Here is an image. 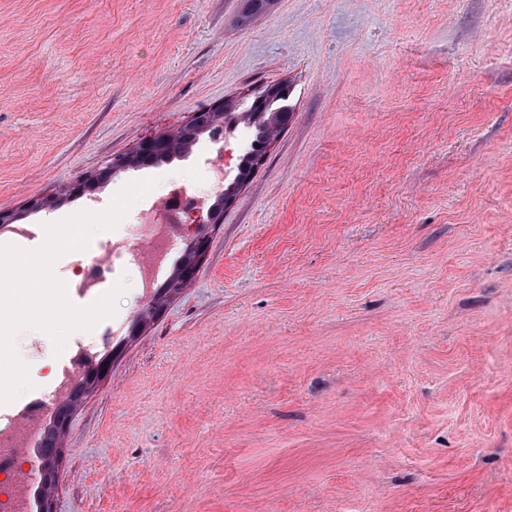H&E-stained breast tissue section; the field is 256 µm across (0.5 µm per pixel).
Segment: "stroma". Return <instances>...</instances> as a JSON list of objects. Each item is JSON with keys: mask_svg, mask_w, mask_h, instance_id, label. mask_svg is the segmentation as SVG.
Returning a JSON list of instances; mask_svg holds the SVG:
<instances>
[{"mask_svg": "<svg viewBox=\"0 0 512 512\" xmlns=\"http://www.w3.org/2000/svg\"><path fill=\"white\" fill-rule=\"evenodd\" d=\"M0 0V211L59 220L129 181L206 184L246 109L292 116L161 302L74 342L54 512H512V0ZM223 143L71 189L194 112ZM47 199L42 209L28 202ZM105 326V327H106Z\"/></svg>", "mask_w": 512, "mask_h": 512, "instance_id": "stroma-1", "label": "stroma"}]
</instances>
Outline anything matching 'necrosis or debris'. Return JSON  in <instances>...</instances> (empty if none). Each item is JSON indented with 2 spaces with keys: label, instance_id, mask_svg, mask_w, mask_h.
I'll use <instances>...</instances> for the list:
<instances>
[{
  "label": "necrosis or debris",
  "instance_id": "necrosis-or-debris-1",
  "mask_svg": "<svg viewBox=\"0 0 512 512\" xmlns=\"http://www.w3.org/2000/svg\"><path fill=\"white\" fill-rule=\"evenodd\" d=\"M225 163L208 167V185H184L147 198L139 224L130 239L104 242L81 257L70 282L73 293L85 296L103 289L116 262L133 264L141 297L150 298L159 279L191 232L201 203L211 201L224 186ZM97 357L94 348L77 344L73 356L61 364L40 408L30 404L0 405V512H33V496L41 467V451L59 405L66 402L86 367Z\"/></svg>",
  "mask_w": 512,
  "mask_h": 512
}]
</instances>
